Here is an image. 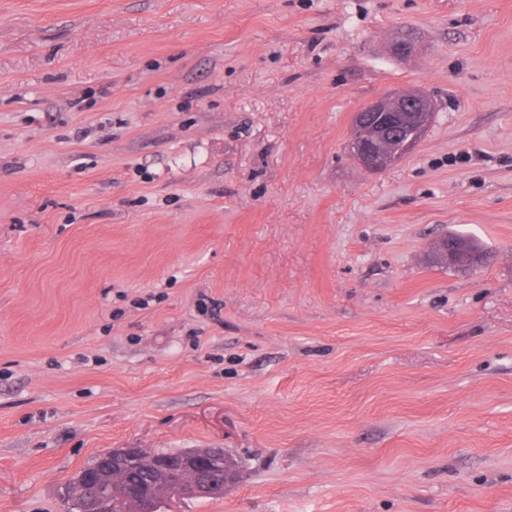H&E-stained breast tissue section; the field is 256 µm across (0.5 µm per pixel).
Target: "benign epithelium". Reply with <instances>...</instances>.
Here are the masks:
<instances>
[{
  "label": "benign epithelium",
  "instance_id": "benign-epithelium-1",
  "mask_svg": "<svg viewBox=\"0 0 512 512\" xmlns=\"http://www.w3.org/2000/svg\"><path fill=\"white\" fill-rule=\"evenodd\" d=\"M433 120L429 97L418 90H403L381 96L359 110L353 118L348 144L352 158L368 172L382 171L411 153ZM157 471L178 470L184 474L181 495L186 497L220 496L240 481L241 472L224 467V481L216 483L204 472L200 458L184 452L153 454L145 452ZM117 490L112 478L98 480V488L84 493L81 512H106L108 500ZM156 490L146 494H127L123 500L127 512H154Z\"/></svg>",
  "mask_w": 512,
  "mask_h": 512
}]
</instances>
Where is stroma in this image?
<instances>
[{"label":"stroma","instance_id":"obj_1","mask_svg":"<svg viewBox=\"0 0 512 512\" xmlns=\"http://www.w3.org/2000/svg\"><path fill=\"white\" fill-rule=\"evenodd\" d=\"M110 448L241 460L167 512H512V0H0V512ZM432 120V102L425 93L403 90L386 94L355 114L349 153L364 170L382 171L415 149ZM392 130H406L408 137L396 138L394 147Z\"/></svg>","mask_w":512,"mask_h":512}]
</instances>
